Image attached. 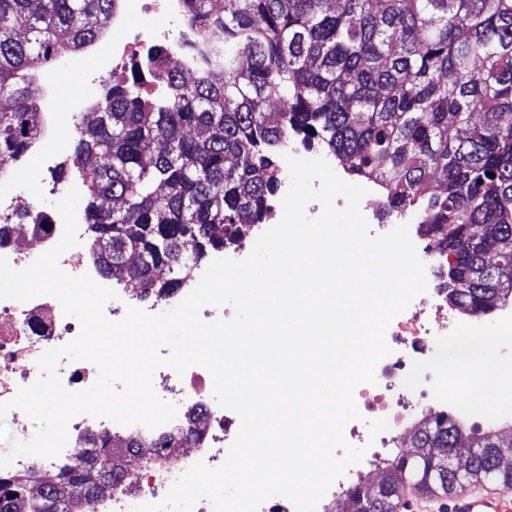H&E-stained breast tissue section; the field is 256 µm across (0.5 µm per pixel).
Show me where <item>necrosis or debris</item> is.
I'll return each mask as SVG.
<instances>
[{
    "mask_svg": "<svg viewBox=\"0 0 512 512\" xmlns=\"http://www.w3.org/2000/svg\"><path fill=\"white\" fill-rule=\"evenodd\" d=\"M139 3L143 21L128 22L123 10L114 17V24L123 31L124 38L112 47L111 73L127 72L139 50L154 42L172 47L168 65L198 73L193 49L195 30L185 19L182 0H139ZM153 13L165 17L164 26L148 22V15ZM16 165L13 159L0 161V257L6 258L14 268L22 269L59 242L64 223L54 206L57 190L23 191L13 177ZM77 223L79 243L61 255L59 265L69 275L86 274L99 285L114 290L116 296L105 303L103 313L110 321H120L128 308L141 307L142 297L101 272L90 258L93 244L84 230L85 212H78ZM451 322L448 293L440 287L427 288L392 319L385 334L391 352L377 365L375 383L360 384L353 392L361 417L344 428V437L350 445L373 451L385 447L390 440L406 434L410 416L423 404L440 402V387L427 391L417 388L413 359L431 351L436 337L447 335ZM80 330L78 319L66 315L54 297L39 296L25 303L0 300V403L9 402L19 388L35 382L41 375L39 357L47 350L65 346ZM404 349L411 353V360L400 359L399 353ZM209 379V371L198 365L181 375L171 368L160 367L153 375V386L161 399L177 405L174 421L149 429L80 414L69 421L68 441L59 456L38 462L26 456L17 457L9 467L0 470V476L20 479L36 469L43 476L57 479L63 464L87 448L88 435L94 432L117 444L132 440L157 445L158 450L148 463L121 456L120 468L135 466V475L123 479L104 497L93 499L83 512H131L135 506L160 502L172 482L193 464L201 461L211 468L220 466L225 460V447L230 446L239 430L238 416L224 412L214 402ZM172 440L178 446L170 452L166 444Z\"/></svg>",
    "mask_w": 512,
    "mask_h": 512,
    "instance_id": "necrosis-or-debris-1",
    "label": "necrosis or debris"
}]
</instances>
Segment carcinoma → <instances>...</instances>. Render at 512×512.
Segmentation results:
<instances>
[{
	"mask_svg": "<svg viewBox=\"0 0 512 512\" xmlns=\"http://www.w3.org/2000/svg\"><path fill=\"white\" fill-rule=\"evenodd\" d=\"M119 0H0V157L42 131L29 84L61 56L95 45ZM204 77L172 68L164 97L141 78L107 88L82 113L92 258L112 278L164 299L206 248L261 224L281 182L288 137L318 141L352 173L384 185L390 211L415 210L448 305L469 314L512 299V0H184ZM168 270L159 281L154 270ZM475 449L459 472L450 457ZM512 434L465 430L446 411L415 427L414 449L384 460L375 489L357 484L336 512H400L411 484L447 495L512 481ZM70 466L25 499L35 473L0 480V512H80L66 489L98 496L120 472Z\"/></svg>",
	"mask_w": 512,
	"mask_h": 512,
	"instance_id": "cac0c4a2",
	"label": "carcinoma"
}]
</instances>
